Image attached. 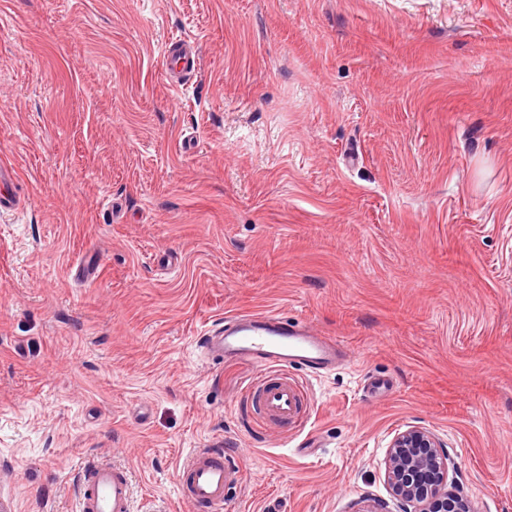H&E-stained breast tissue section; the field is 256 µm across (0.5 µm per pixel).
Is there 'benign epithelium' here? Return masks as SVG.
I'll list each match as a JSON object with an SVG mask.
<instances>
[{
  "mask_svg": "<svg viewBox=\"0 0 512 512\" xmlns=\"http://www.w3.org/2000/svg\"><path fill=\"white\" fill-rule=\"evenodd\" d=\"M385 479L405 512H474L467 500L448 490V458L439 440L423 428L393 437Z\"/></svg>",
  "mask_w": 512,
  "mask_h": 512,
  "instance_id": "obj_1",
  "label": "benign epithelium"
}]
</instances>
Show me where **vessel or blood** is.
Instances as JSON below:
<instances>
[{"mask_svg": "<svg viewBox=\"0 0 512 512\" xmlns=\"http://www.w3.org/2000/svg\"><path fill=\"white\" fill-rule=\"evenodd\" d=\"M164 58L163 77L174 89L198 68L196 49L182 40L167 43ZM201 348L215 358L232 357L255 364L259 369L254 383L259 410L273 424L296 428L304 424L308 393L302 382L285 377V370L304 367L322 373L347 357L346 345L335 338L305 321L274 312L227 317L208 329ZM181 473L179 491L184 503L222 512L225 490L232 480L222 454L210 449L194 451ZM79 512H133L127 472L104 462L89 468L80 487Z\"/></svg>", "mask_w": 512, "mask_h": 512, "instance_id": "obj_1", "label": "vessel or blood"}]
</instances>
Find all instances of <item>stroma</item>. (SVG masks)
Returning <instances> with one entry per match:
<instances>
[{"mask_svg": "<svg viewBox=\"0 0 512 512\" xmlns=\"http://www.w3.org/2000/svg\"><path fill=\"white\" fill-rule=\"evenodd\" d=\"M1 163L0 512H78L102 459L136 512H189L203 448L223 512H400L411 427L512 512V0H0ZM272 310L350 353L288 369L296 429L198 347ZM164 58L163 77L173 89H178L187 77L197 71L199 60L197 50L183 40L167 43L164 49ZM180 496L192 508L207 505L214 512L224 510L225 490L232 481L224 455L211 449L194 451L181 467Z\"/></svg>", "mask_w": 512, "mask_h": 512, "instance_id": "stroma-1", "label": "stroma"}]
</instances>
